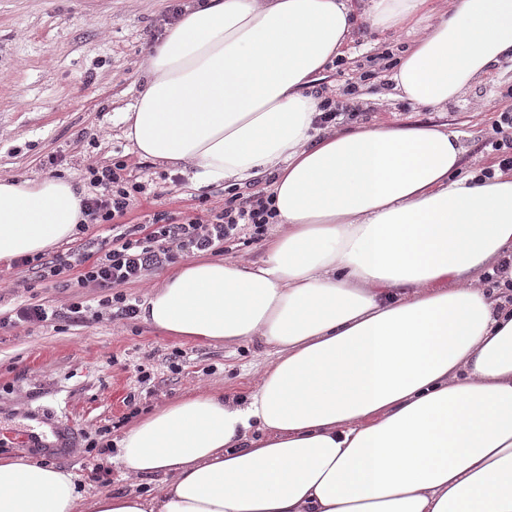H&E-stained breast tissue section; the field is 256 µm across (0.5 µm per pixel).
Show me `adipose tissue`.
I'll use <instances>...</instances> for the list:
<instances>
[{
  "label": "adipose tissue",
  "instance_id": "1",
  "mask_svg": "<svg viewBox=\"0 0 512 512\" xmlns=\"http://www.w3.org/2000/svg\"><path fill=\"white\" fill-rule=\"evenodd\" d=\"M373 0L372 28L414 21L397 98L440 109L512 56V0ZM346 0H197L142 62L122 115L136 152L193 186L276 178L262 259H193L139 318L272 359L241 400L200 392L115 442L162 494L85 499L71 473L0 459V512H512V175L461 173L459 132L430 124L317 134L313 89L354 26ZM75 181L0 176V260L71 239Z\"/></svg>",
  "mask_w": 512,
  "mask_h": 512
}]
</instances>
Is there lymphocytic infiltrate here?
<instances>
[{
    "label": "lymphocytic infiltrate",
    "mask_w": 512,
    "mask_h": 512,
    "mask_svg": "<svg viewBox=\"0 0 512 512\" xmlns=\"http://www.w3.org/2000/svg\"><path fill=\"white\" fill-rule=\"evenodd\" d=\"M124 169V164L117 163L88 171L93 192L84 198L83 212L91 223L112 227L111 236L101 242L98 256L72 251L49 260L39 254L19 259L23 266L38 265L42 281L74 289L67 307L72 320L86 319L90 310L81 294L85 288L100 289V306L135 317L137 309L122 293V286L200 251L223 253L225 241L235 237L242 227L259 229L269 222L271 213L259 199L222 209L205 220L192 218L173 224L164 213L157 212L144 223L123 225L120 219L133 199L147 190L144 182L124 177Z\"/></svg>",
    "instance_id": "1"
}]
</instances>
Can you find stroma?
<instances>
[{"label":"stroma","instance_id":"obj_1","mask_svg":"<svg viewBox=\"0 0 512 512\" xmlns=\"http://www.w3.org/2000/svg\"><path fill=\"white\" fill-rule=\"evenodd\" d=\"M190 2L0 0V175L33 180L49 174L82 185L88 168L125 161L127 175L149 182L154 193L133 200L127 224L155 212L179 224L264 197L260 184L194 189L178 170L141 158L124 135L121 114L140 90V63ZM417 35L408 24L375 30L359 16L317 92L342 112V127L445 125L461 134L463 171L499 172L502 154L495 144L512 141V128L496 126L501 113H512V58L502 59L459 103L418 108L393 98L390 81L395 58ZM33 293L59 316L0 329V457L39 454L91 494H157L164 487L162 475L130 478L117 464L110 475L91 479L87 463L95 451L89 443L100 427H110L115 440L135 408L145 413L207 390L244 398L269 361L256 343L183 342L136 317L105 313L72 322L64 315L72 289L41 287L37 270L0 261V306ZM36 422L51 427L56 442L50 450L19 443Z\"/></svg>","mask_w":512,"mask_h":512}]
</instances>
